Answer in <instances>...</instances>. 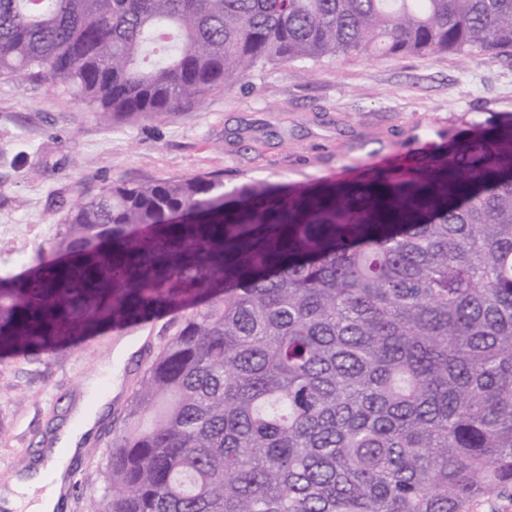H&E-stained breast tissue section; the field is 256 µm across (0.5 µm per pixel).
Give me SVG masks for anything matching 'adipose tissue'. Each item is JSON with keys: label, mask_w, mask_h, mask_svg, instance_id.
<instances>
[{"label": "adipose tissue", "mask_w": 512, "mask_h": 512, "mask_svg": "<svg viewBox=\"0 0 512 512\" xmlns=\"http://www.w3.org/2000/svg\"><path fill=\"white\" fill-rule=\"evenodd\" d=\"M95 420V412L79 411L76 424L60 435V453L54 454L47 466L23 473L10 489L0 492V505L7 512H16L22 495L27 494L34 498L30 512H56L68 461L77 452L82 438L91 431Z\"/></svg>", "instance_id": "adipose-tissue-1"}]
</instances>
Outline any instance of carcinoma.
Listing matches in <instances>:
<instances>
[{"mask_svg":"<svg viewBox=\"0 0 512 512\" xmlns=\"http://www.w3.org/2000/svg\"><path fill=\"white\" fill-rule=\"evenodd\" d=\"M512 50V0H0V76L112 122L259 67ZM0 277V354L166 311L89 512H475L512 493V124L288 192L116 182Z\"/></svg>","mask_w":512,"mask_h":512,"instance_id":"cac0c4a2","label":"carcinoma"}]
</instances>
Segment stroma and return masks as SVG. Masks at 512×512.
Here are the masks:
<instances>
[{
    "mask_svg": "<svg viewBox=\"0 0 512 512\" xmlns=\"http://www.w3.org/2000/svg\"><path fill=\"white\" fill-rule=\"evenodd\" d=\"M512 119V52L481 63L375 54L314 65L257 70L231 90L206 96L172 117L115 123L62 85L18 73L0 77V275L48 247L68 212L112 183L222 175L225 191L246 182L310 187L359 176L369 158L408 164L431 146L470 135L474 125ZM172 314L123 332L105 328L93 345L49 355L0 358V488L45 463L58 430L122 341V389L103 406L94 431L69 463L82 486L59 512H87L102 494L113 429L144 369L175 331Z\"/></svg>",
    "mask_w": 512,
    "mask_h": 512,
    "instance_id": "obj_1",
    "label": "stroma"
}]
</instances>
